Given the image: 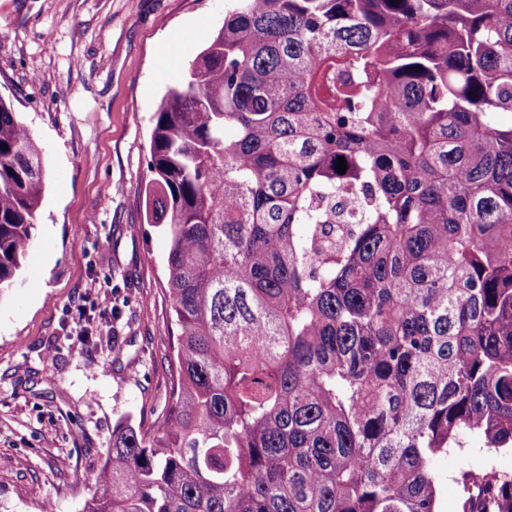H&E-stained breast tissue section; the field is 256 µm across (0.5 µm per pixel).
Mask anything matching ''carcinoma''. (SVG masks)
I'll return each mask as SVG.
<instances>
[{"label":"carcinoma","instance_id":"1","mask_svg":"<svg viewBox=\"0 0 512 512\" xmlns=\"http://www.w3.org/2000/svg\"><path fill=\"white\" fill-rule=\"evenodd\" d=\"M505 113L512 0H228L151 133L166 415L83 512H440L441 458L512 450ZM45 175L0 98V293ZM459 481L512 512V472Z\"/></svg>","mask_w":512,"mask_h":512}]
</instances>
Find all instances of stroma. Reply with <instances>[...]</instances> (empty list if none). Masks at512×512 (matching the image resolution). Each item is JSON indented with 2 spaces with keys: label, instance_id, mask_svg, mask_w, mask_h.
<instances>
[{
  "label": "stroma",
  "instance_id": "1",
  "mask_svg": "<svg viewBox=\"0 0 512 512\" xmlns=\"http://www.w3.org/2000/svg\"><path fill=\"white\" fill-rule=\"evenodd\" d=\"M226 2L0 0V97L46 169L34 243L0 296V512H81L113 427L165 417L168 241L146 219V161L201 49L190 34L220 28ZM469 445L438 463L442 512H461V469L512 470V451Z\"/></svg>",
  "mask_w": 512,
  "mask_h": 512
}]
</instances>
